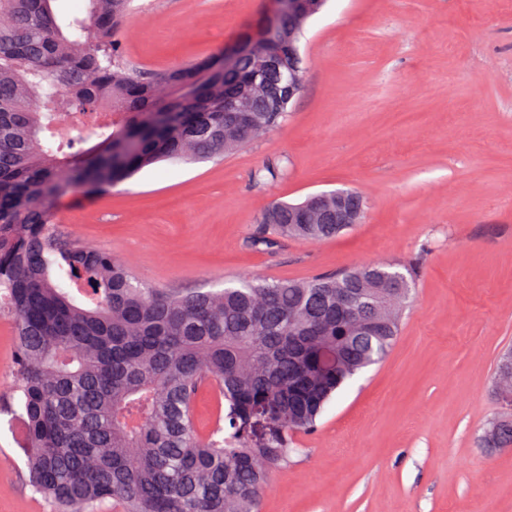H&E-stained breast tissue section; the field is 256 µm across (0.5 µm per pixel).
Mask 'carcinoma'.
Listing matches in <instances>:
<instances>
[{"label":"carcinoma","mask_w":512,"mask_h":512,"mask_svg":"<svg viewBox=\"0 0 512 512\" xmlns=\"http://www.w3.org/2000/svg\"><path fill=\"white\" fill-rule=\"evenodd\" d=\"M0 0V314L13 319L16 406L29 486L52 512H258L291 435L311 431L333 394L386 355L413 277L392 265L210 290L156 288L106 251L62 232L55 205L100 194L160 161L214 160L278 127L277 105L249 84L250 56L218 50L149 75L114 35L128 0ZM253 125L224 137V111ZM260 223L283 237L328 239V193L275 203ZM358 298L336 307V292ZM340 352L341 368L325 361ZM503 354L493 381H512ZM216 399L200 434L199 393ZM489 448L512 447V413L490 421Z\"/></svg>","instance_id":"carcinoma-1"}]
</instances>
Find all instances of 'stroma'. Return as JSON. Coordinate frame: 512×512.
<instances>
[{
	"label": "stroma",
	"mask_w": 512,
	"mask_h": 512,
	"mask_svg": "<svg viewBox=\"0 0 512 512\" xmlns=\"http://www.w3.org/2000/svg\"><path fill=\"white\" fill-rule=\"evenodd\" d=\"M268 0H132L118 41L159 71L255 28ZM286 121L220 161L162 162L112 191L74 192L55 221L145 283L190 290L303 280L377 262L414 270L388 354L294 435L261 512H512L502 414L512 348V0H326L299 43ZM352 189L363 219L306 243L255 244L262 210ZM0 407V512H50ZM491 432V438L484 440L488 448L504 449L512 447V413H503L486 426L485 431Z\"/></svg>",
	"instance_id": "obj_1"
}]
</instances>
